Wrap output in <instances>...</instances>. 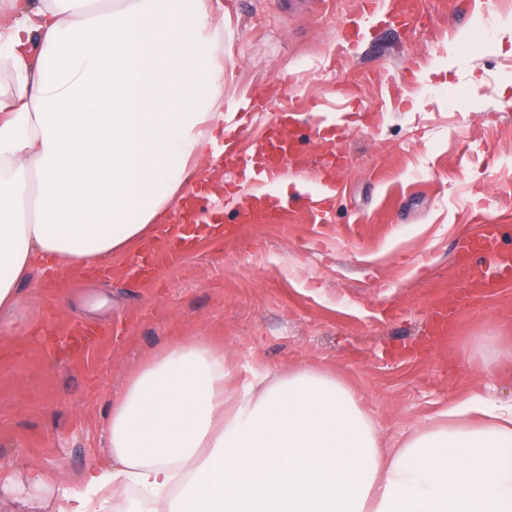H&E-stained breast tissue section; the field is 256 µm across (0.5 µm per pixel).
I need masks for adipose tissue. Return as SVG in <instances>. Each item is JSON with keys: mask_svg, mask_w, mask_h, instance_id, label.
<instances>
[{"mask_svg": "<svg viewBox=\"0 0 512 512\" xmlns=\"http://www.w3.org/2000/svg\"><path fill=\"white\" fill-rule=\"evenodd\" d=\"M0 311L42 262L86 271L155 237L220 130L210 0H0ZM196 336L110 404L78 484L0 474L50 512H512V402L468 399L383 447L355 393L306 367L226 385Z\"/></svg>", "mask_w": 512, "mask_h": 512, "instance_id": "adipose-tissue-1", "label": "adipose tissue"}]
</instances>
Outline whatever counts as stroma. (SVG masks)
<instances>
[{"label":"stroma","mask_w":512,"mask_h":512,"mask_svg":"<svg viewBox=\"0 0 512 512\" xmlns=\"http://www.w3.org/2000/svg\"><path fill=\"white\" fill-rule=\"evenodd\" d=\"M224 96L280 77L310 99L356 87L325 143L295 134L287 191L345 159L330 223L303 211L195 241L146 281L121 273L19 285V330L0 333V472L34 466L74 484L105 455L110 401L145 358L189 336L224 350L243 385L308 365L335 373L388 446L475 394L512 400L481 355L512 349V280L458 310L450 347L428 312L459 289L455 260L481 220L512 249V0H413L340 57L357 0H220Z\"/></svg>","instance_id":"obj_1"}]
</instances>
